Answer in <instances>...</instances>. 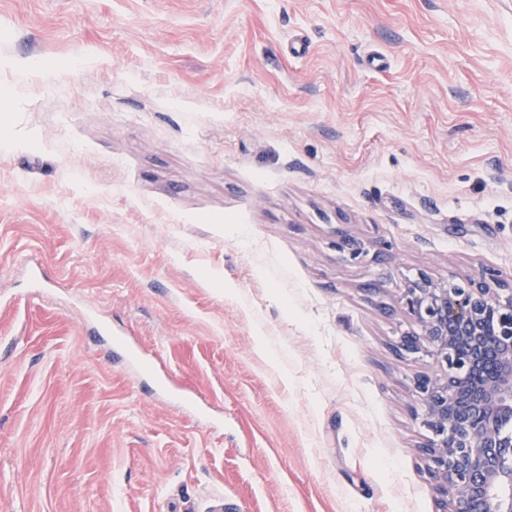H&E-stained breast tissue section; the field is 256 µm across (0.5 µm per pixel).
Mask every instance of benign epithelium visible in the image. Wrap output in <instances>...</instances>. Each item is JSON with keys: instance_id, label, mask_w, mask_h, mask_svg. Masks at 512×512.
<instances>
[{"instance_id": "benign-epithelium-1", "label": "benign epithelium", "mask_w": 512, "mask_h": 512, "mask_svg": "<svg viewBox=\"0 0 512 512\" xmlns=\"http://www.w3.org/2000/svg\"><path fill=\"white\" fill-rule=\"evenodd\" d=\"M401 303L420 334L395 348L434 360L412 392L440 512H512V282L484 267L448 282L421 271Z\"/></svg>"}]
</instances>
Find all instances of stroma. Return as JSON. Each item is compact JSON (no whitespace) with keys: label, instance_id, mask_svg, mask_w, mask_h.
Masks as SVG:
<instances>
[{"label":"stroma","instance_id":"35a3bbf8","mask_svg":"<svg viewBox=\"0 0 512 512\" xmlns=\"http://www.w3.org/2000/svg\"><path fill=\"white\" fill-rule=\"evenodd\" d=\"M483 265L512 0H0V512H438L400 297Z\"/></svg>","mask_w":512,"mask_h":512}]
</instances>
